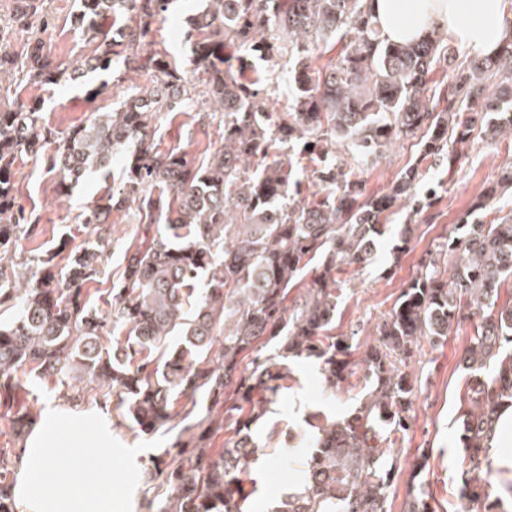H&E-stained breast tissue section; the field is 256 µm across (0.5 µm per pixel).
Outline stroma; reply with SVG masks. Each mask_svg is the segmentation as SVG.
Here are the masks:
<instances>
[{"mask_svg":"<svg viewBox=\"0 0 512 512\" xmlns=\"http://www.w3.org/2000/svg\"><path fill=\"white\" fill-rule=\"evenodd\" d=\"M197 7V0H178L165 19L158 21L156 42L175 56L184 57L181 32L187 17ZM75 9V0H46L54 32L46 48L72 61L80 60L88 51L70 24ZM21 96L39 100L44 124L63 134L87 121L95 111L111 108L121 100L123 90L108 84L106 74L101 73L89 76L83 87L69 83L48 89L25 86ZM219 125L218 118L209 115L206 106L198 105L176 118L162 117L157 136L162 147L175 146L196 154L206 146H219ZM417 155L416 141L408 140L366 169L363 178L368 194L386 192L399 172L414 163ZM509 163L512 164V138L493 144L475 142L461 165L451 173L444 167L424 163V180L437 185L440 199L431 218L415 219L408 252L400 259H392L393 240L387 237L378 245L371 263L345 267L339 274L343 291L338 299L334 332L339 336H353L359 345L355 358H362L361 348L367 344L372 328L388 314L403 287L416 276L420 259L438 250L444 235ZM18 169L17 202L34 229L13 251L12 265L17 269L34 266L48 252L55 254L58 264H65L70 251L86 239L82 226L74 222L75 216L99 194L112 188L113 181L96 172L64 189L60 186V176L48 172L41 160L30 156L23 157ZM142 232L132 210L113 213L112 226L104 233L106 241L98 274L86 295L89 305L100 313L110 311L111 289L124 269V252L131 243L139 241ZM472 333L473 327L468 323L452 329L447 341L426 347L412 361L413 427L384 455L385 460L397 462L395 481L389 490L391 512H404L406 490L413 480L422 486L434 512H459L457 478L467 466L459 445L457 421L466 384V372L460 360ZM290 367L292 374L287 389L279 394L270 413L255 428L260 449L244 476L245 488L250 493L244 512H272L273 502L280 495L299 491V461L306 451L298 447L297 434L307 429L312 413L321 411L343 417L369 390L368 384L355 376L346 388L329 397L323 392V379L315 360L297 358L291 361ZM21 382L23 388L13 407L0 406V448L19 451L29 438L28 433L18 432L12 425L14 407L28 409L38 418L50 404L62 409L103 412L116 424L112 431L115 439L126 446H139L140 437L118 425L121 407L115 393L101 390L93 383L83 382L74 388L67 383L28 375ZM420 456L426 457L427 465L416 476L411 464Z\"/></svg>","mask_w":512,"mask_h":512,"instance_id":"1","label":"stroma"}]
</instances>
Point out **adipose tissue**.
<instances>
[{
    "instance_id": "obj_1",
    "label": "adipose tissue",
    "mask_w": 512,
    "mask_h": 512,
    "mask_svg": "<svg viewBox=\"0 0 512 512\" xmlns=\"http://www.w3.org/2000/svg\"><path fill=\"white\" fill-rule=\"evenodd\" d=\"M381 34L402 44L444 32L470 55L495 56L512 39L504 0H369Z\"/></svg>"
}]
</instances>
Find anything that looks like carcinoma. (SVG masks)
<instances>
[{"label": "carcinoma", "mask_w": 512, "mask_h": 512, "mask_svg": "<svg viewBox=\"0 0 512 512\" xmlns=\"http://www.w3.org/2000/svg\"><path fill=\"white\" fill-rule=\"evenodd\" d=\"M45 2L14 0V23L31 37L19 54L0 44V73L40 87L96 71L111 73L116 86L132 73L147 83L73 127L50 154L41 149L55 132L38 102L0 87V256L31 232L15 196L24 154L42 157L63 184L123 155L120 189L86 206L78 222L106 224L133 203L145 229L125 252L106 316L85 301L102 257L95 246L72 252L63 272L56 255L45 256L23 284L0 266V307L17 310L0 323V405L15 399L22 373L88 379L118 393L136 433L153 434L181 412L194 416L154 462L148 482L161 481L167 493L146 498V512H243L242 476L259 448L253 426L285 388L289 361L313 358L327 390L360 372L370 391L344 418L312 415L316 433L299 434L311 449L302 489L274 512H389L395 465L385 464L382 446L410 429L409 359L422 341L446 338L465 308L485 306L490 313L474 324L462 357L468 468L459 499L465 512H512V483L507 497L493 498L475 478L491 470L493 426L499 409L512 406V304L498 306L512 280V216L495 224L472 218L512 189V165L422 261L360 361L353 337L332 334L342 289L335 272L370 263L396 212L422 215L436 200L433 188L416 192L418 163L381 195L365 194L364 167L416 139L421 160L451 172L475 138L493 143L511 132L512 41L493 57L462 60L434 34L387 42L367 0H206L185 35L187 70L156 47L153 26L170 0H79L72 23L90 51L76 65L45 50ZM109 15L110 34L98 25ZM258 61L271 69L290 63L285 111H267ZM440 68L452 79H434ZM198 98L220 113L221 145L200 158L159 149L157 119ZM292 143L324 162L304 189L280 153ZM310 272L302 301L288 311L290 291ZM201 280L205 287H196ZM170 336L179 337L171 349ZM263 339L275 342V354H259ZM207 400L224 404V417L203 410ZM227 421L234 435L210 447ZM12 467L11 449L0 448V512H13ZM405 512H432L424 492L408 490Z\"/></svg>", "instance_id": "carcinoma-1"}]
</instances>
